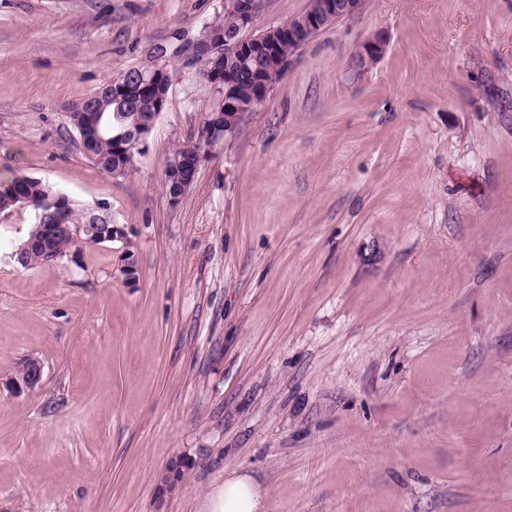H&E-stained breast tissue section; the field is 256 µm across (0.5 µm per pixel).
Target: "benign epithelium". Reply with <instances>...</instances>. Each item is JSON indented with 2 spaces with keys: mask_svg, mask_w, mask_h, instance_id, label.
Here are the masks:
<instances>
[{
  "mask_svg": "<svg viewBox=\"0 0 512 512\" xmlns=\"http://www.w3.org/2000/svg\"><path fill=\"white\" fill-rule=\"evenodd\" d=\"M362 0H323L316 12L307 11L294 17V23L288 27L277 26L265 31L254 38H245L242 32L251 27L262 7L261 0H224V14L230 16L233 25L224 30V46L220 47L214 41L215 26L208 27L206 34L193 46V53L204 67L202 77L213 86L217 92V103L212 112L211 126L200 133V136L182 146L183 167H174L167 177V192L172 202H177L193 183L192 173L199 167L205 152L217 144L224 135L232 133L245 113L252 111L266 98L270 86L263 79L262 73H257L254 81L255 93L249 103L237 99L236 79L234 73L224 66V59L238 55L243 59H261L269 66L284 71L292 54L284 53L283 43L295 48L304 45L315 33L330 24L356 14L361 8ZM386 40L378 35L367 40L357 54V66L365 69L374 64L385 52ZM168 72L165 64L157 60L151 65L131 69L112 82V87L122 94L132 97L141 92L157 94V112H162L167 101V95L161 93L166 88ZM69 118L76 127L81 145L91 143L92 137L100 131L102 113L83 100L69 109ZM155 121L143 122L136 127L121 130L112 135V141L120 150L127 151L129 156L141 150ZM17 208H32L50 213L62 212V206L68 196L57 192L47 195L40 202H33L24 196L20 189H11ZM57 225L42 224L38 235L31 237L24 248L36 245L45 246L55 235ZM75 248L68 253L67 261L79 264L83 260L84 248L87 245H99L104 242L121 243L115 249L119 261L115 274L127 285L133 286L137 280V262L135 255L129 251L127 237L122 227L117 224L102 226L100 224H80L72 229ZM43 374L40 361L30 359L24 367L8 380V386L17 392L37 387Z\"/></svg>",
  "mask_w": 512,
  "mask_h": 512,
  "instance_id": "obj_1",
  "label": "benign epithelium"
}]
</instances>
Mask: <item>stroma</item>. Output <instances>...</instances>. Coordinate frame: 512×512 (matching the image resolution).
Here are the masks:
<instances>
[{"label": "stroma", "instance_id": "1", "mask_svg": "<svg viewBox=\"0 0 512 512\" xmlns=\"http://www.w3.org/2000/svg\"><path fill=\"white\" fill-rule=\"evenodd\" d=\"M223 10L0 0V180L109 202L138 266L24 269L28 212L0 223V512H204L236 471L269 512H512V0H363L174 204ZM158 54L167 103L111 177L68 108ZM386 40L378 35L367 40L357 54V66L365 69L374 64L385 52ZM43 374V367L37 359H29L24 367L8 380L7 385L14 391L31 390L37 387Z\"/></svg>", "mask_w": 512, "mask_h": 512}]
</instances>
